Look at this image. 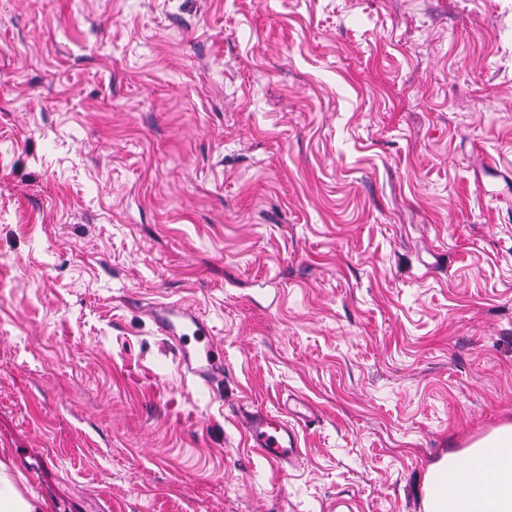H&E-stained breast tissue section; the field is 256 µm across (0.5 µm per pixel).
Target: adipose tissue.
<instances>
[{
	"label": "adipose tissue",
	"mask_w": 512,
	"mask_h": 512,
	"mask_svg": "<svg viewBox=\"0 0 512 512\" xmlns=\"http://www.w3.org/2000/svg\"><path fill=\"white\" fill-rule=\"evenodd\" d=\"M425 491V512H512V424L430 465Z\"/></svg>",
	"instance_id": "adipose-tissue-1"
}]
</instances>
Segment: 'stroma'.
<instances>
[{
  "mask_svg": "<svg viewBox=\"0 0 512 512\" xmlns=\"http://www.w3.org/2000/svg\"><path fill=\"white\" fill-rule=\"evenodd\" d=\"M193 306L224 397L147 316ZM302 396L278 472L226 404ZM512 423V0H0V461L42 512H424Z\"/></svg>",
  "mask_w": 512,
  "mask_h": 512,
  "instance_id": "stroma-1",
  "label": "stroma"
}]
</instances>
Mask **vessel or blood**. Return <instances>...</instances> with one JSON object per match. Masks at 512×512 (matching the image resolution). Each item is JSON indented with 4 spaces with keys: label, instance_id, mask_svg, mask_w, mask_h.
Listing matches in <instances>:
<instances>
[{
    "label": "vessel or blood",
    "instance_id": "obj_1",
    "mask_svg": "<svg viewBox=\"0 0 512 512\" xmlns=\"http://www.w3.org/2000/svg\"><path fill=\"white\" fill-rule=\"evenodd\" d=\"M147 313L158 332L165 337L179 358L181 366L194 375L199 384L211 391L224 389V353L217 345L208 323L194 310L178 301H157ZM245 423L254 448L280 470L298 464L297 424L313 421L315 413L304 399H296L294 407L272 414L237 408Z\"/></svg>",
    "mask_w": 512,
    "mask_h": 512
}]
</instances>
